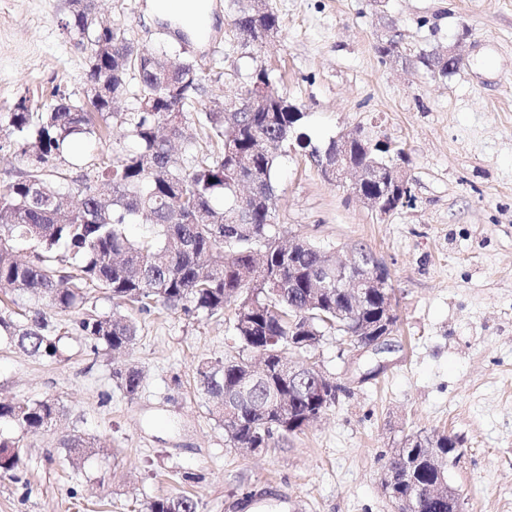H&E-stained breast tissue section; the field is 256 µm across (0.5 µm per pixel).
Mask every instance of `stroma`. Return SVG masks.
I'll return each mask as SVG.
<instances>
[{"mask_svg":"<svg viewBox=\"0 0 512 512\" xmlns=\"http://www.w3.org/2000/svg\"><path fill=\"white\" fill-rule=\"evenodd\" d=\"M267 5L280 29L258 48L237 36L231 0H212L217 22L203 45L150 18L149 0H98L139 50L198 61L195 114L237 97L264 68L306 112L315 147L362 126L404 148L412 198L385 215L297 147L284 149L274 176L273 234L371 250L394 289V332L361 355L324 336L313 357L340 387L335 404L255 454L230 446L196 380L200 359L239 353L232 307L131 308L139 335L121 355L93 353L79 337L59 360L1 347L0 400L50 396L65 412L56 428L23 435L19 480L0 478V512H140L180 492L198 512H396L381 471L413 433L457 439L448 482L464 512H512V0ZM71 9V0H0V187L30 170L7 114L88 99L87 53L62 28ZM389 31L397 44L384 57L375 46ZM451 45L461 65L433 77L420 53ZM131 147L117 130L81 138L78 162L58 163L62 192L76 199V179ZM127 363L144 375L132 398L112 377ZM74 436L99 444L78 470L61 446ZM185 473L195 481L182 482Z\"/></svg>","mask_w":512,"mask_h":512,"instance_id":"obj_1","label":"stroma"}]
</instances>
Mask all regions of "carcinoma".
I'll return each mask as SVG.
<instances>
[{"label": "carcinoma", "mask_w": 512, "mask_h": 512, "mask_svg": "<svg viewBox=\"0 0 512 512\" xmlns=\"http://www.w3.org/2000/svg\"><path fill=\"white\" fill-rule=\"evenodd\" d=\"M235 30L245 36L254 29L277 30L279 17L267 5L237 2ZM94 0H76L63 24L76 45L89 51L86 83L95 92V114L62 98L48 112H32L21 103L8 115L9 125L26 142L31 157L27 175L0 188V292L18 299L37 297L61 312H77L80 335L91 349L117 351L132 346L137 323L115 311L98 315L85 308L89 290H107L116 305L142 310L156 302L186 312L215 315L236 303L230 328L240 352L262 353L268 338L278 344L264 360L267 373L254 377L247 360L203 358L197 382L213 404L235 448L249 451L269 447L274 435L301 433L335 404L315 401L316 380L288 385V354L308 353L323 337L340 340L357 333L370 337L385 289L369 290L368 308L353 315L350 299L329 286L314 293L317 272H335L336 255L314 243L297 239L286 244L272 235L275 187L274 164L288 143L305 150L315 162L336 155V140L323 149L311 147L303 131L305 113L280 104L266 69L252 71L246 85L254 87L265 106L255 112H198L217 158L190 152L187 162L171 161L169 145L182 137L183 118L192 98L201 91L198 69L190 60L172 65L164 51L134 49L128 29L94 18ZM137 72L138 93L133 111L120 126L136 148L119 152L77 183L78 200L67 206L57 188L67 174L56 160L71 152L74 142L95 133V117L114 115L112 100L127 94L126 75ZM165 83L182 84L175 98L156 90ZM151 224L137 239L126 226L143 214ZM30 245L32 261L16 255ZM62 339L45 311L17 312L0 306V343L35 358L57 359ZM113 377L130 398L142 387L135 366L118 367ZM250 398H237L239 390ZM64 415L56 399L0 401V424L21 433L46 431ZM20 439L0 435V477L17 478L21 465ZM91 440L63 442L68 459L79 464ZM399 456L417 466V484L448 483V471L424 460L419 440L408 439ZM396 499L409 512H442L418 499L416 484L398 482ZM141 512H198V502L185 494L162 496L143 504Z\"/></svg>", "instance_id": "carcinoma-1"}]
</instances>
